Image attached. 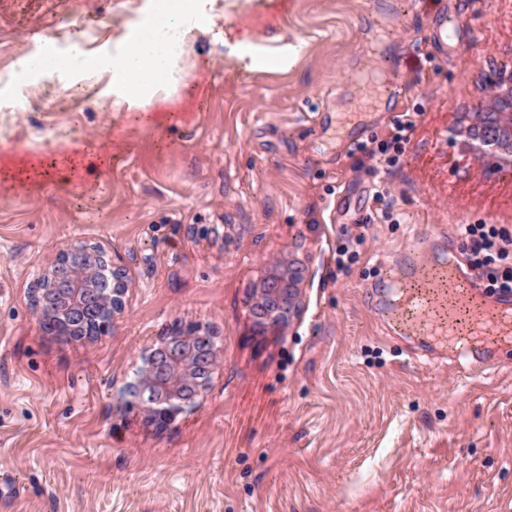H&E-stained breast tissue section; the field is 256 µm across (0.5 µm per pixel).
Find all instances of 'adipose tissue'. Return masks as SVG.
I'll use <instances>...</instances> for the list:
<instances>
[{
    "label": "adipose tissue",
    "mask_w": 512,
    "mask_h": 512,
    "mask_svg": "<svg viewBox=\"0 0 512 512\" xmlns=\"http://www.w3.org/2000/svg\"><path fill=\"white\" fill-rule=\"evenodd\" d=\"M199 18L198 0H155L149 23L133 37L120 39L112 58L77 54L66 60L55 59L52 68L107 70L129 105L143 106L158 90L185 85V72L178 64L180 56L172 52L171 46L183 40Z\"/></svg>",
    "instance_id": "adipose-tissue-1"
}]
</instances>
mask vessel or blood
Segmentation results:
<instances>
[{
    "label": "vessel or blood",
    "instance_id": "1",
    "mask_svg": "<svg viewBox=\"0 0 512 512\" xmlns=\"http://www.w3.org/2000/svg\"><path fill=\"white\" fill-rule=\"evenodd\" d=\"M389 106V98L372 90L363 109L337 114V140L357 145L369 112ZM434 241V233L416 230L396 258L381 266L373 298L388 325L440 357L461 362L466 371L511 359L512 290L487 289L434 251Z\"/></svg>",
    "mask_w": 512,
    "mask_h": 512
}]
</instances>
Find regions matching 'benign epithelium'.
Here are the masks:
<instances>
[{"instance_id":"benign-epithelium-1","label":"benign epithelium","mask_w":512,"mask_h":512,"mask_svg":"<svg viewBox=\"0 0 512 512\" xmlns=\"http://www.w3.org/2000/svg\"><path fill=\"white\" fill-rule=\"evenodd\" d=\"M486 108L473 115L467 128L473 150L490 156L501 172L512 173V74L488 85ZM300 268L286 266L260 285L253 313L258 326H286L299 315ZM126 274L97 246L74 244L63 250L52 270L36 288L39 324L55 321L80 341L105 333L125 308ZM217 360L212 341L195 331L165 336L142 359L127 389L146 419L158 425L187 408L208 385Z\"/></svg>"}]
</instances>
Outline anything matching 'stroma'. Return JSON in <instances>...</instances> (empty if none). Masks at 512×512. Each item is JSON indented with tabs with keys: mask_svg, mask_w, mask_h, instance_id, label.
Wrapping results in <instances>:
<instances>
[{
	"mask_svg": "<svg viewBox=\"0 0 512 512\" xmlns=\"http://www.w3.org/2000/svg\"><path fill=\"white\" fill-rule=\"evenodd\" d=\"M264 2L235 16L200 0L189 85L138 115L107 72L22 74L43 53L111 55L151 0H0V512H512V364L467 374L414 354L369 302L417 228L461 261L459 225L512 234V175L465 133L489 76L512 71V0ZM228 29L299 55L252 70ZM376 79L395 101L366 138L416 115L386 211L371 160L326 144L318 118L356 111ZM77 241L129 277L124 313L80 342L41 331L33 293ZM277 260L302 270L301 312L261 334L253 290ZM189 329L218 363L161 427L123 390Z\"/></svg>",
	"mask_w": 512,
	"mask_h": 512,
	"instance_id": "1",
	"label": "stroma"
}]
</instances>
